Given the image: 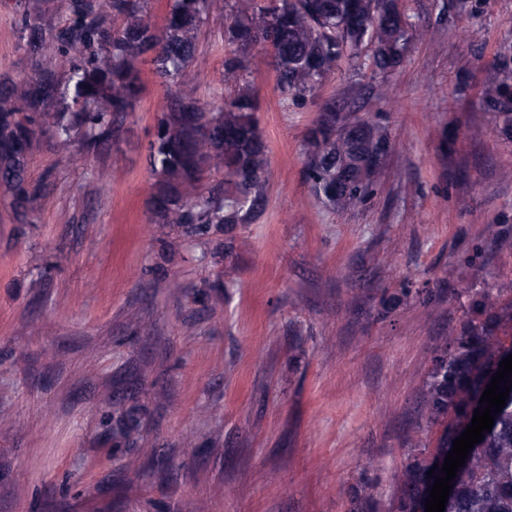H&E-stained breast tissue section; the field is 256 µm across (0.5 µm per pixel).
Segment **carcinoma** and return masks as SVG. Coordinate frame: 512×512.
I'll use <instances>...</instances> for the list:
<instances>
[{
    "mask_svg": "<svg viewBox=\"0 0 512 512\" xmlns=\"http://www.w3.org/2000/svg\"><path fill=\"white\" fill-rule=\"evenodd\" d=\"M45 0H24L19 43L31 74H0V190L26 215L44 195L29 180V162L42 125L74 164L85 150L111 148L144 92L149 70L167 94L157 117L148 161L154 176L149 220L186 234H231L265 212L271 174L259 128L257 98L247 65L262 45L272 53L276 86L304 102L336 71L370 62L388 74L432 31L409 21L400 0H173L163 22L151 0H63L57 21L45 18ZM224 15L222 87L202 102L200 78L190 79L203 29ZM481 96L503 137L512 141V57L484 70ZM390 147L387 130L353 109L325 102L304 139L305 176L334 211L364 201L379 183ZM512 346V289L488 281L462 305L458 328L436 349L423 388L422 419L439 427L435 443L414 444L398 475L390 512H419L430 470L447 456L455 428L469 418ZM445 512H512V401L492 430L468 452Z\"/></svg>",
    "mask_w": 512,
    "mask_h": 512,
    "instance_id": "carcinoma-1",
    "label": "carcinoma"
}]
</instances>
